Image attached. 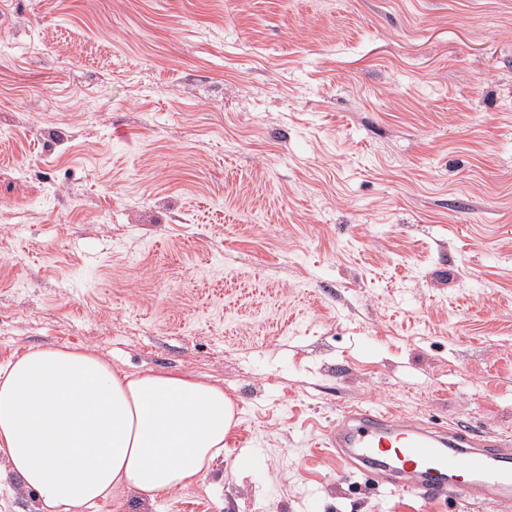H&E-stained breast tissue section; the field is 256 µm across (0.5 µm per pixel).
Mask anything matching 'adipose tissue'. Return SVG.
<instances>
[{
  "label": "adipose tissue",
  "instance_id": "adipose-tissue-1",
  "mask_svg": "<svg viewBox=\"0 0 512 512\" xmlns=\"http://www.w3.org/2000/svg\"><path fill=\"white\" fill-rule=\"evenodd\" d=\"M234 406L188 373L138 375L69 346L0 366V450L41 512H89L120 491L152 497L203 479Z\"/></svg>",
  "mask_w": 512,
  "mask_h": 512
}]
</instances>
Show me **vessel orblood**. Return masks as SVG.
Returning a JSON list of instances; mask_svg holds the SVG:
<instances>
[{
  "label": "vessel or blood",
  "instance_id": "obj_1",
  "mask_svg": "<svg viewBox=\"0 0 512 512\" xmlns=\"http://www.w3.org/2000/svg\"><path fill=\"white\" fill-rule=\"evenodd\" d=\"M326 445L340 470L426 503L512 496V442L467 425L444 429L359 407L337 420Z\"/></svg>",
  "mask_w": 512,
  "mask_h": 512
}]
</instances>
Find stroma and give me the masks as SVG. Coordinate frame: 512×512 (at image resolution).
I'll return each mask as SVG.
<instances>
[{"label":"stroma","mask_w":512,"mask_h":512,"mask_svg":"<svg viewBox=\"0 0 512 512\" xmlns=\"http://www.w3.org/2000/svg\"><path fill=\"white\" fill-rule=\"evenodd\" d=\"M1 43L0 365L235 405L201 482L96 512H512L321 448L368 405L512 440V0H0Z\"/></svg>","instance_id":"obj_1"}]
</instances>
